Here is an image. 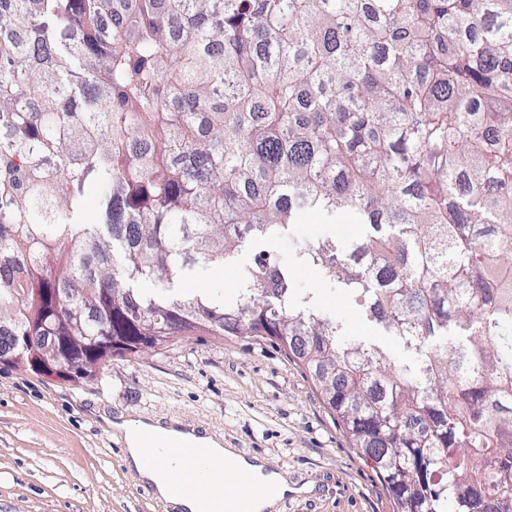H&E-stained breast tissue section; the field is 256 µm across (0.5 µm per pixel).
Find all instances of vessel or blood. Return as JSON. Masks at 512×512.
I'll return each mask as SVG.
<instances>
[{"label": "vessel or blood", "mask_w": 512, "mask_h": 512, "mask_svg": "<svg viewBox=\"0 0 512 512\" xmlns=\"http://www.w3.org/2000/svg\"><path fill=\"white\" fill-rule=\"evenodd\" d=\"M182 456L184 464L176 492L196 499L199 512H251L253 488L246 475L225 468L220 459L199 462L192 448L183 449ZM230 481L237 487L231 497L223 492L224 483Z\"/></svg>", "instance_id": "1"}]
</instances>
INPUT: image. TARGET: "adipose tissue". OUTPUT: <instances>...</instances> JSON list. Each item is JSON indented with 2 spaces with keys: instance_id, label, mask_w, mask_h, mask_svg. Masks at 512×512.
<instances>
[{
  "instance_id": "ef3b65f1",
  "label": "adipose tissue",
  "mask_w": 512,
  "mask_h": 512,
  "mask_svg": "<svg viewBox=\"0 0 512 512\" xmlns=\"http://www.w3.org/2000/svg\"><path fill=\"white\" fill-rule=\"evenodd\" d=\"M111 427L125 446L124 464L129 472L151 486L155 497L169 504L173 512H196L197 509L194 499L175 493L181 465L177 446L183 442L198 448L204 455L223 459L225 465L252 473L259 486L253 497V512H276L281 499L293 490L287 475L272 469L266 460L245 458L234 449L224 447L221 440L196 429L174 422L163 424L156 420L124 417L112 422ZM148 435L168 441L170 449L166 459H159L155 449L146 445L144 438ZM266 484L275 487V494L263 492L262 487Z\"/></svg>"
}]
</instances>
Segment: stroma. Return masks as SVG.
<instances>
[{"label":"stroma","instance_id":"obj_1","mask_svg":"<svg viewBox=\"0 0 512 512\" xmlns=\"http://www.w3.org/2000/svg\"><path fill=\"white\" fill-rule=\"evenodd\" d=\"M364 230L353 217L307 213L288 234L247 244L239 264L274 255L298 296L336 317L346 335L385 348L397 366L421 353L369 321L354 297L303 262L295 241ZM143 417L207 429L225 447L267 459L297 490L278 512H394L392 494L355 448L305 370L272 341L200 334L114 357L94 378L65 381L0 364V512H169L123 464L107 419Z\"/></svg>","mask_w":512,"mask_h":512}]
</instances>
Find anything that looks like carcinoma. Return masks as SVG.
Masks as SVG:
<instances>
[{
  "instance_id": "carcinoma-1",
  "label": "carcinoma",
  "mask_w": 512,
  "mask_h": 512,
  "mask_svg": "<svg viewBox=\"0 0 512 512\" xmlns=\"http://www.w3.org/2000/svg\"><path fill=\"white\" fill-rule=\"evenodd\" d=\"M113 2L0 0V347L68 336L87 379L144 330L273 340L397 512H512V0ZM300 211L367 227L296 251L370 318L466 343L390 368L267 254L237 267ZM214 266L233 299L184 294Z\"/></svg>"
}]
</instances>
